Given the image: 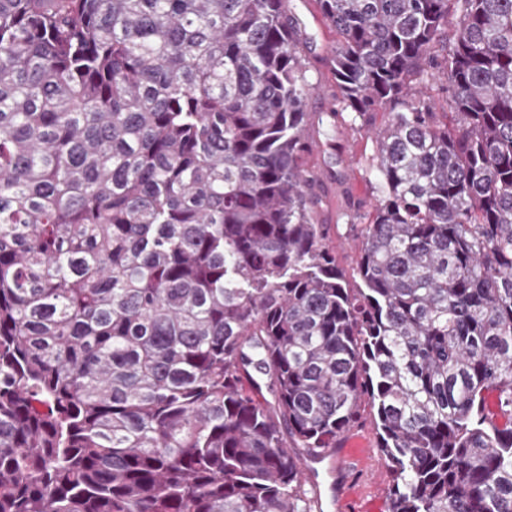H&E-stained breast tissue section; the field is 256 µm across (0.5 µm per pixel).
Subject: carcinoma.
<instances>
[{
  "mask_svg": "<svg viewBox=\"0 0 512 512\" xmlns=\"http://www.w3.org/2000/svg\"><path fill=\"white\" fill-rule=\"evenodd\" d=\"M318 3L353 286L288 0H0V512H313L367 407L388 512H512V0ZM290 16L293 17L306 37V45L300 46L308 67V76L316 91L309 99V112H316L309 125L310 151L305 156L306 166L317 172L320 181L316 193L322 203L315 214L317 224H328L325 241L336 255L338 265L351 279L359 261L356 240L362 224L373 210L375 195L374 171L368 163L375 153L373 133L387 125L390 109H379L368 116L359 129H345L336 122L331 128L329 120L318 126L317 116L325 112H341L339 91L332 71V59L336 51L337 35L322 17L317 0H290ZM332 135L334 149L327 144ZM354 222V228L350 226Z\"/></svg>",
  "mask_w": 512,
  "mask_h": 512,
  "instance_id": "obj_1",
  "label": "carcinoma"
}]
</instances>
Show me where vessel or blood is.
Listing matches in <instances>:
<instances>
[{
	"label": "vessel or blood",
	"instance_id": "b4317fda",
	"mask_svg": "<svg viewBox=\"0 0 512 512\" xmlns=\"http://www.w3.org/2000/svg\"><path fill=\"white\" fill-rule=\"evenodd\" d=\"M347 467L348 463L338 448L309 457L302 477L314 490L313 505L316 512H341V479Z\"/></svg>",
	"mask_w": 512,
	"mask_h": 512
}]
</instances>
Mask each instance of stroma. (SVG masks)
I'll use <instances>...</instances> for the list:
<instances>
[{
  "instance_id": "1",
  "label": "stroma",
  "mask_w": 512,
  "mask_h": 512,
  "mask_svg": "<svg viewBox=\"0 0 512 512\" xmlns=\"http://www.w3.org/2000/svg\"><path fill=\"white\" fill-rule=\"evenodd\" d=\"M290 15L306 35L308 42L301 53L308 76L316 86L309 100L310 111L337 112L339 91L332 71L337 35L322 17L317 0H291ZM388 109L371 113L363 127L310 124V151L306 165L320 176L316 192L322 203L315 214L317 223L329 228L326 244L335 254L346 275H353L358 261L357 231L365 224L375 204V177L368 163L375 152L373 133L385 127ZM346 458L362 472V479L349 487L354 502L351 512H368L370 501H378V512H388L387 491L390 474L380 452L371 413H364L360 423L338 442Z\"/></svg>"
}]
</instances>
